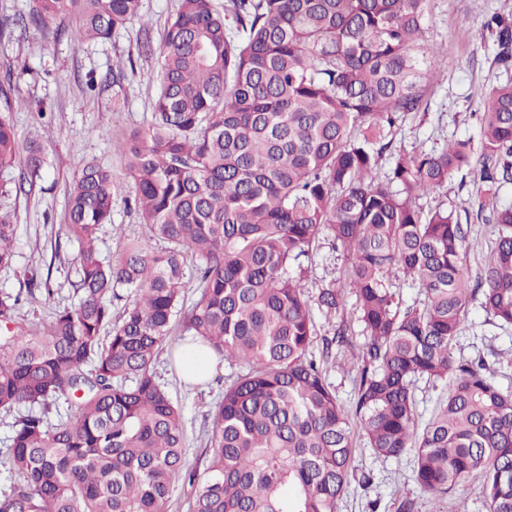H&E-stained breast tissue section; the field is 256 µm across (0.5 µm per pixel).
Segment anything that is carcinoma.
I'll list each match as a JSON object with an SVG mask.
<instances>
[{"mask_svg":"<svg viewBox=\"0 0 512 512\" xmlns=\"http://www.w3.org/2000/svg\"><path fill=\"white\" fill-rule=\"evenodd\" d=\"M142 0H33L39 32L72 18L75 42L105 41ZM427 0H179L163 31L151 119L113 137L135 187L144 239L97 245L124 183L87 163L68 192L79 302L49 323L18 321L21 293H0V412L13 415L0 463L17 477L0 512H166L173 483L197 484L192 512H336L349 483L356 420L376 458L414 457L422 490L446 497L471 477L489 512H512V391L481 357L454 354L468 306L512 326V81L481 104L479 145L408 151L394 137L421 110ZM494 62L512 70V19L491 17ZM17 135L0 114V170ZM29 148L13 181L41 188ZM465 171L496 238L476 284L458 214L419 200ZM329 233L346 276L309 295L303 259ZM15 224L0 213V268ZM160 242L161 249L151 243ZM197 297L185 298L187 279ZM423 299L406 304L400 282ZM131 300L112 321V299ZM365 342L352 411L323 373L351 346L346 294ZM334 322L320 360L313 311ZM229 364L212 414L204 476L187 467L180 407L156 378L172 322ZM444 395L420 425L414 383ZM70 403L58 420L49 413Z\"/></svg>","mask_w":512,"mask_h":512,"instance_id":"carcinoma-1","label":"carcinoma"}]
</instances>
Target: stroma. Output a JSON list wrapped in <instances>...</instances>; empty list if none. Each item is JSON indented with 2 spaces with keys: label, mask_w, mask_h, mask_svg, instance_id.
Listing matches in <instances>:
<instances>
[{
  "label": "stroma",
  "mask_w": 512,
  "mask_h": 512,
  "mask_svg": "<svg viewBox=\"0 0 512 512\" xmlns=\"http://www.w3.org/2000/svg\"><path fill=\"white\" fill-rule=\"evenodd\" d=\"M31 4L32 0H0V82L11 84L9 97L0 96V113L11 118L20 150L41 145L48 161L43 191L29 197L12 191V171L0 173V212L12 215L16 237L13 264L0 269V292L26 289L34 271L48 274L54 290L50 296L37 290L26 297L19 311V320L26 325L49 322L55 309L78 302L72 288L77 279V244L64 232L68 189L91 161L124 180V161L113 137L146 124L160 78L159 55L142 54L140 45L147 40L159 47L178 0H142V20H149L150 29L136 21L116 30L108 41L81 45L71 39L69 19L50 23L34 38L23 34L16 20ZM496 13L512 17V0H429L423 41L439 48L440 54L434 60L425 110L404 118L396 132L405 148L439 150L451 139L477 138L482 100L508 79L493 62L495 47L485 29L487 19ZM474 197L472 181L455 178L423 200L427 206L447 202L467 225L466 266L473 277L495 236L493 225L478 219ZM134 199V187L126 186L113 206L111 224L100 232L103 254L142 240ZM344 270L342 252L333 251L328 238H321L308 262L304 288L316 294L342 277ZM187 340L181 329H174L171 342L157 354L155 370L182 409L188 465L201 471L211 453V414L225 380L239 368L223 361L209 383H184L174 353ZM456 352L466 358L483 355L500 385L512 390V327L488 324L479 301L469 304ZM324 371L337 399L352 407L357 369L349 351L334 352ZM351 467L350 483L336 512H397L404 500L411 502V512H486L478 479H469L447 498H436L414 481L411 456L377 459L359 434L354 437Z\"/></svg>",
  "instance_id": "obj_1"
}]
</instances>
